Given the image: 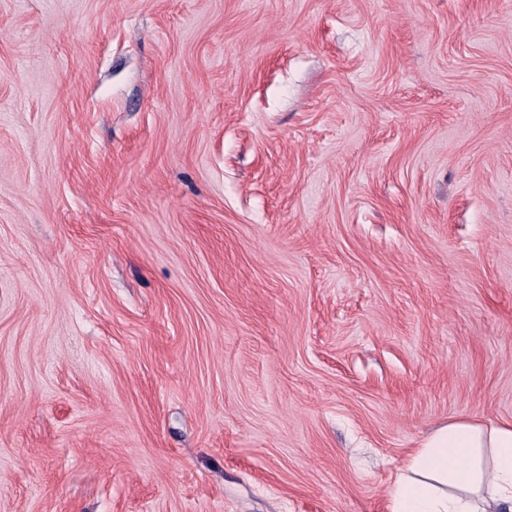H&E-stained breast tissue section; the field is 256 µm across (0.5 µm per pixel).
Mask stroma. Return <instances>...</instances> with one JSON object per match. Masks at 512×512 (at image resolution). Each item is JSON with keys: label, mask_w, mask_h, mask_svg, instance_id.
<instances>
[{"label": "stroma", "mask_w": 512, "mask_h": 512, "mask_svg": "<svg viewBox=\"0 0 512 512\" xmlns=\"http://www.w3.org/2000/svg\"><path fill=\"white\" fill-rule=\"evenodd\" d=\"M512 421V0H0V512H387Z\"/></svg>", "instance_id": "obj_1"}]
</instances>
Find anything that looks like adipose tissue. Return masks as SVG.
Segmentation results:
<instances>
[{
	"mask_svg": "<svg viewBox=\"0 0 512 512\" xmlns=\"http://www.w3.org/2000/svg\"><path fill=\"white\" fill-rule=\"evenodd\" d=\"M388 512H512V422L461 417L398 467Z\"/></svg>",
	"mask_w": 512,
	"mask_h": 512,
	"instance_id": "ef3b65f1",
	"label": "adipose tissue"
}]
</instances>
